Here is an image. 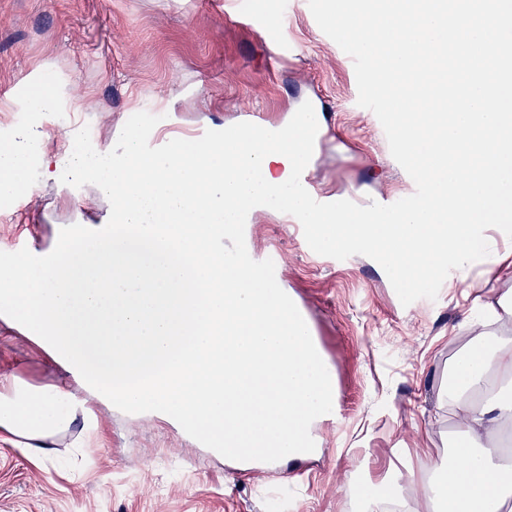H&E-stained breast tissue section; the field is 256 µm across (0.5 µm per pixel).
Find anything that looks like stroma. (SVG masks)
<instances>
[{
    "label": "stroma",
    "mask_w": 512,
    "mask_h": 512,
    "mask_svg": "<svg viewBox=\"0 0 512 512\" xmlns=\"http://www.w3.org/2000/svg\"><path fill=\"white\" fill-rule=\"evenodd\" d=\"M267 2L0 0V144L48 135L47 163L0 198V251L26 239L47 253L62 228L109 218L107 197L61 183L51 164L80 128L102 149L141 111L165 113L174 138L192 140L247 113L287 124L308 101L327 115L308 167L314 189L362 206L412 195L380 121L357 103L352 58L308 0H285L278 14ZM43 90L55 111L21 120L16 105ZM485 236L499 267L452 271L436 300L405 307L375 260L313 252L287 214L246 224L254 260L278 250L277 283L310 322L341 412L313 424L319 452L294 465L233 461L169 418L124 413L75 383L35 333L0 319V384H63L87 409L49 458L0 432V512H266L275 497L282 512H360V485L438 469L464 438L448 403L457 352L482 334L512 342V238Z\"/></svg>",
    "instance_id": "1"
}]
</instances>
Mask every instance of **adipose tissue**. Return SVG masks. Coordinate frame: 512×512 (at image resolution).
<instances>
[{
  "instance_id": "adipose-tissue-1",
  "label": "adipose tissue",
  "mask_w": 512,
  "mask_h": 512,
  "mask_svg": "<svg viewBox=\"0 0 512 512\" xmlns=\"http://www.w3.org/2000/svg\"><path fill=\"white\" fill-rule=\"evenodd\" d=\"M44 136L20 135L0 148V196L16 192L31 162L42 155ZM459 390L452 406L466 439L449 453L434 480L425 482L428 512H512V464L497 441L512 421V343L486 340L462 352L456 362ZM80 406L61 387L33 389L18 383L0 393V430L23 439L36 454L49 456L55 437L66 430ZM414 470L361 486L363 512H417L401 483Z\"/></svg>"
}]
</instances>
